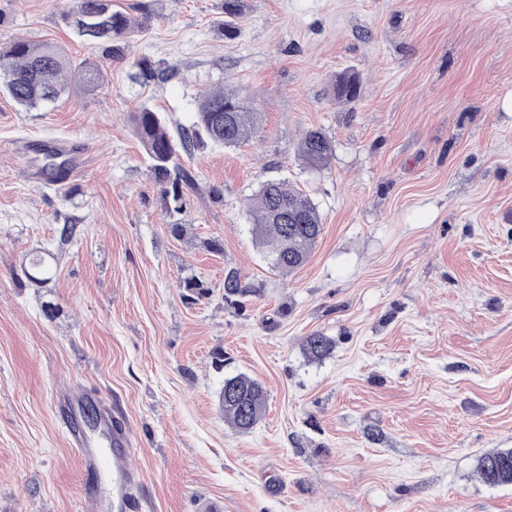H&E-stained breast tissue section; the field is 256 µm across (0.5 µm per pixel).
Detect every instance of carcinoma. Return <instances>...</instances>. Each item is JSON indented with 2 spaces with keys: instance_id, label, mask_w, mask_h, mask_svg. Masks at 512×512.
<instances>
[{
  "instance_id": "obj_1",
  "label": "carcinoma",
  "mask_w": 512,
  "mask_h": 512,
  "mask_svg": "<svg viewBox=\"0 0 512 512\" xmlns=\"http://www.w3.org/2000/svg\"><path fill=\"white\" fill-rule=\"evenodd\" d=\"M112 0H77L76 10L69 16L73 29L82 37L96 43L110 61H122L126 39L132 33L130 17L120 10H106L103 2ZM241 0H224V29L235 28L240 17ZM144 78L166 80L175 77L178 69L169 66L157 71L146 61L136 63ZM68 54L50 43L34 44L13 40L0 46V87L10 98L25 108H38L55 100L66 87L65 76L71 72ZM101 80L98 66L81 68L79 81L86 91L95 89ZM357 77L342 74L333 86L334 96L353 99ZM261 114L239 91L216 90L197 102L194 124L173 139L163 126L158 113L147 107L134 112V133L150 160L154 181L160 185L166 204L175 212L185 205L184 187L190 184L187 171L176 162L177 153H192L195 148L211 143L234 147L255 137ZM332 141L319 130L307 131L299 143L302 159L311 166H321L332 155ZM286 212L293 222L283 224L276 215ZM251 233L256 243L269 248L271 268L291 273L302 266L322 231V218L317 206L306 195L291 188L286 181L265 182L249 204ZM250 293L241 286L237 272L230 271L224 279V300L234 302ZM306 353L313 360L330 356L334 341L322 334L306 338ZM267 402V391L256 378L241 373L224 379L219 403L224 418L238 432L247 433L261 419ZM512 463V448L488 453L478 459L477 472L489 486L512 485V468L508 474L497 476L495 464Z\"/></svg>"
}]
</instances>
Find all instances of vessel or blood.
Wrapping results in <instances>:
<instances>
[{
    "mask_svg": "<svg viewBox=\"0 0 512 512\" xmlns=\"http://www.w3.org/2000/svg\"><path fill=\"white\" fill-rule=\"evenodd\" d=\"M59 414L81 456L83 473L93 489L95 512H137L139 503L132 488L140 475L130 461L127 427L119 414L106 411L100 415L96 438L85 426L82 402L66 403Z\"/></svg>",
    "mask_w": 512,
    "mask_h": 512,
    "instance_id": "vessel-or-blood-1",
    "label": "vessel or blood"
}]
</instances>
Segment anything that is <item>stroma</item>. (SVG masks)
I'll return each instance as SVG.
<instances>
[{
    "mask_svg": "<svg viewBox=\"0 0 512 512\" xmlns=\"http://www.w3.org/2000/svg\"><path fill=\"white\" fill-rule=\"evenodd\" d=\"M75 6L0 0V43L103 72L37 109L0 90V512H93L55 410L73 393L126 419L141 512H512V485L476 472L512 448V0H244L230 34L224 0H112L136 23L115 64L75 34ZM143 57L178 77L134 80ZM346 70L352 100L332 94ZM223 86L252 97L257 136L182 156L193 183L168 211L131 114L174 136ZM309 130L333 143L318 168ZM44 139L65 146L56 187ZM270 178L322 217L287 275L250 233ZM232 269L252 291L238 305ZM315 332L336 342L320 362ZM239 372L268 391L247 434L218 404ZM332 152V141L319 130L307 131L299 143L300 156L310 166H322ZM306 353L313 360H322L330 356L334 349V341L322 334L308 336L304 344ZM504 460H508L510 462L508 474L504 476H496L494 473V466ZM477 472L482 481L489 486L512 485V448L502 449L482 455L478 459Z\"/></svg>",
    "mask_w": 512,
    "mask_h": 512,
    "instance_id": "1",
    "label": "stroma"
}]
</instances>
